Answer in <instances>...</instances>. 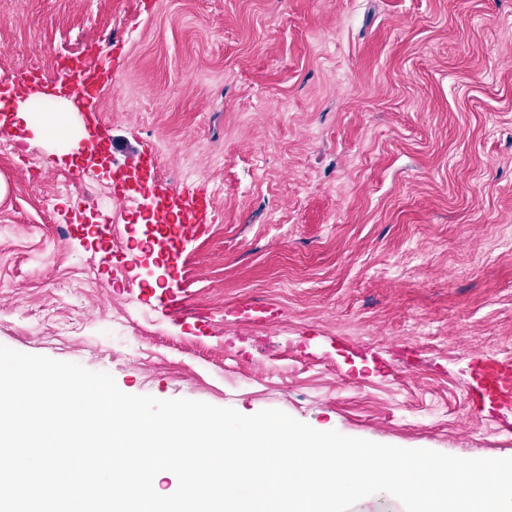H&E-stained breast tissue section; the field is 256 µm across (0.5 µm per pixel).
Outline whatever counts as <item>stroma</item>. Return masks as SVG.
Listing matches in <instances>:
<instances>
[{"instance_id":"1","label":"stroma","mask_w":512,"mask_h":512,"mask_svg":"<svg viewBox=\"0 0 512 512\" xmlns=\"http://www.w3.org/2000/svg\"><path fill=\"white\" fill-rule=\"evenodd\" d=\"M108 42L107 167L76 179L58 129L0 127V345L127 394L511 457L512 414L465 389L475 359L512 363V0H0V76ZM149 157L213 197L175 275L143 267L154 187L114 177Z\"/></svg>"}]
</instances>
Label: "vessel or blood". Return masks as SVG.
I'll return each mask as SVG.
<instances>
[{
    "mask_svg": "<svg viewBox=\"0 0 512 512\" xmlns=\"http://www.w3.org/2000/svg\"><path fill=\"white\" fill-rule=\"evenodd\" d=\"M115 73L95 56L68 59L52 72L26 73L11 83L13 93L28 96L41 89L50 97L67 99L74 110L90 111L102 87L112 84ZM168 214L178 220L176 233L185 239L199 234L212 210V195L202 189L190 190L178 184H164L159 195ZM476 389L471 407L475 412L495 416L512 412V364L497 359L477 361L474 366Z\"/></svg>",
    "mask_w": 512,
    "mask_h": 512,
    "instance_id": "obj_1",
    "label": "vessel or blood"
}]
</instances>
